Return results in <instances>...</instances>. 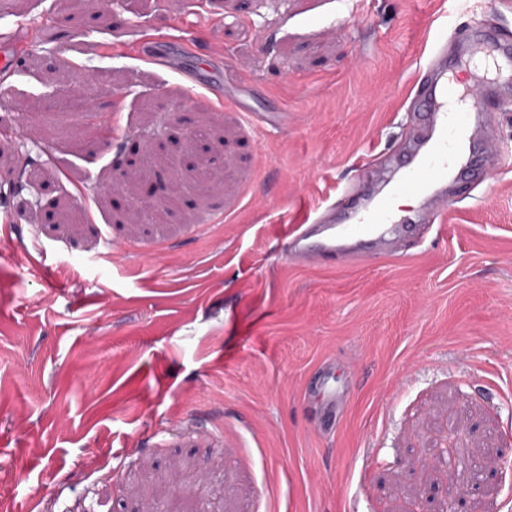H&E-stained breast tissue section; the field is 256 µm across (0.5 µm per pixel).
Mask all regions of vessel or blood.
<instances>
[{
	"mask_svg": "<svg viewBox=\"0 0 512 512\" xmlns=\"http://www.w3.org/2000/svg\"><path fill=\"white\" fill-rule=\"evenodd\" d=\"M452 2L460 20L438 32L407 107L416 136L362 164L333 202L293 226L282 243L287 259L336 264L393 254L402 240L439 223L446 205L472 198L500 168L491 145L501 115L512 112V39L498 34L484 0ZM185 52L175 37L149 59L199 83L198 72L182 68ZM398 196L413 200L400 214L390 207Z\"/></svg>",
	"mask_w": 512,
	"mask_h": 512,
	"instance_id": "b4317fda",
	"label": "vessel or blood"
}]
</instances>
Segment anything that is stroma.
Masks as SVG:
<instances>
[{
  "mask_svg": "<svg viewBox=\"0 0 512 512\" xmlns=\"http://www.w3.org/2000/svg\"><path fill=\"white\" fill-rule=\"evenodd\" d=\"M449 8L0 0L23 44L0 76V512H512V113L487 198L424 240L280 251L407 141ZM172 36L282 122L148 62Z\"/></svg>",
  "mask_w": 512,
  "mask_h": 512,
  "instance_id": "stroma-1",
  "label": "stroma"
}]
</instances>
